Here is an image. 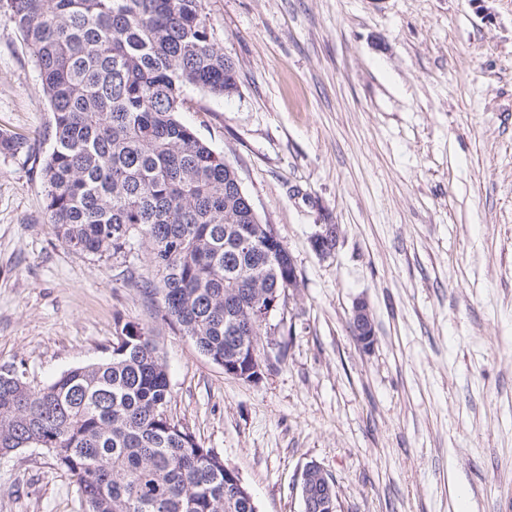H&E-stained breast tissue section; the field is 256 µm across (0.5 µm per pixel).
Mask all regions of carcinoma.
Listing matches in <instances>:
<instances>
[{
	"label": "carcinoma",
	"instance_id": "carcinoma-1",
	"mask_svg": "<svg viewBox=\"0 0 512 512\" xmlns=\"http://www.w3.org/2000/svg\"><path fill=\"white\" fill-rule=\"evenodd\" d=\"M53 112L42 180L62 243L111 256L145 245L163 319L214 363L257 355L254 308L288 291L286 248L260 224L234 169L179 119L186 87L238 90L202 0H0ZM110 357L31 390L0 371V455L42 448L90 512H255L212 449L171 422L151 330L119 322Z\"/></svg>",
	"mask_w": 512,
	"mask_h": 512
}]
</instances>
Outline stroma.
<instances>
[{
    "instance_id": "stroma-1",
    "label": "stroma",
    "mask_w": 512,
    "mask_h": 512,
    "mask_svg": "<svg viewBox=\"0 0 512 512\" xmlns=\"http://www.w3.org/2000/svg\"><path fill=\"white\" fill-rule=\"evenodd\" d=\"M232 97L187 88L180 120L239 173L301 286L259 338L258 382L156 315L139 241H59L41 167L53 114L0 19V370L34 391L152 328L169 417L236 470L257 512H303L317 463L338 512L512 503V0H202ZM340 227L331 257L310 240ZM376 343L350 332L354 303ZM0 512H88L51 455L0 456ZM350 325L357 342L362 348L370 349L375 342V331L370 309L363 300L354 304Z\"/></svg>"
}]
</instances>
